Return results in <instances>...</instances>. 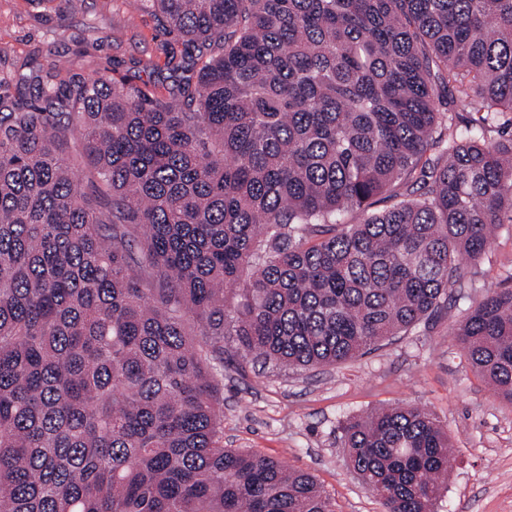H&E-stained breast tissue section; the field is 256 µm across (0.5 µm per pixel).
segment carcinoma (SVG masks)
Here are the masks:
<instances>
[{"label":"carcinoma","mask_w":512,"mask_h":512,"mask_svg":"<svg viewBox=\"0 0 512 512\" xmlns=\"http://www.w3.org/2000/svg\"><path fill=\"white\" fill-rule=\"evenodd\" d=\"M149 2L198 67L168 99L33 69L0 96V512H335L224 447L226 345L341 363L473 287L512 223V0ZM454 335L512 404V288ZM339 429L384 512H431L433 413Z\"/></svg>","instance_id":"1"}]
</instances>
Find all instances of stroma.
<instances>
[{
    "label": "stroma",
    "mask_w": 512,
    "mask_h": 512,
    "mask_svg": "<svg viewBox=\"0 0 512 512\" xmlns=\"http://www.w3.org/2000/svg\"><path fill=\"white\" fill-rule=\"evenodd\" d=\"M184 40L165 31L148 0H0V94L16 95L21 65L61 77L107 73L168 97ZM512 286V224L503 225L458 310ZM224 445L313 475L335 512H384L350 469L338 426L401 403L432 411L453 445L434 512H512V404L469 367L448 320L382 341L353 360L283 372L242 355L224 359Z\"/></svg>",
    "instance_id": "1"
}]
</instances>
